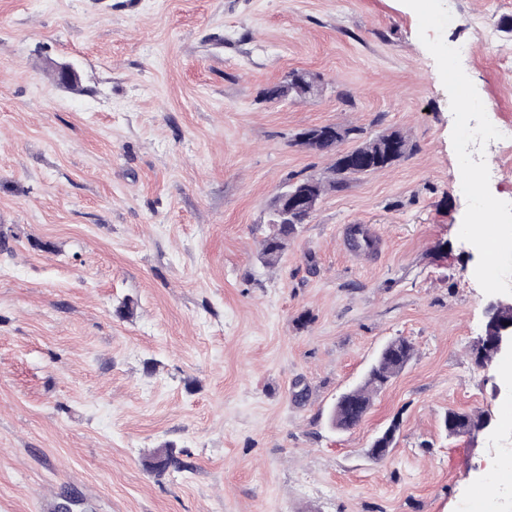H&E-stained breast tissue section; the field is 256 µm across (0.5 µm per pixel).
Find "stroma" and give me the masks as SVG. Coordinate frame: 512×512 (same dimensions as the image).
Instances as JSON below:
<instances>
[{
	"instance_id": "35a3bbf8",
	"label": "stroma",
	"mask_w": 512,
	"mask_h": 512,
	"mask_svg": "<svg viewBox=\"0 0 512 512\" xmlns=\"http://www.w3.org/2000/svg\"><path fill=\"white\" fill-rule=\"evenodd\" d=\"M445 41L512 126V0H445ZM73 66L77 80L58 72ZM313 99L270 101L288 73ZM453 115L402 0H0V512H461L512 389L471 348L490 301ZM317 125L401 132L389 166L322 199L259 259ZM371 224L378 255L343 252ZM415 355L350 430L337 396L389 339ZM489 414L456 437L446 412ZM396 426L383 460L372 439ZM170 445L183 469L157 478ZM370 241L373 243L374 252L377 249L379 236L376 234L372 225L369 224H348L342 232V247L346 252L353 254H360L363 252H369L363 250L359 244L362 241Z\"/></svg>"
}]
</instances>
